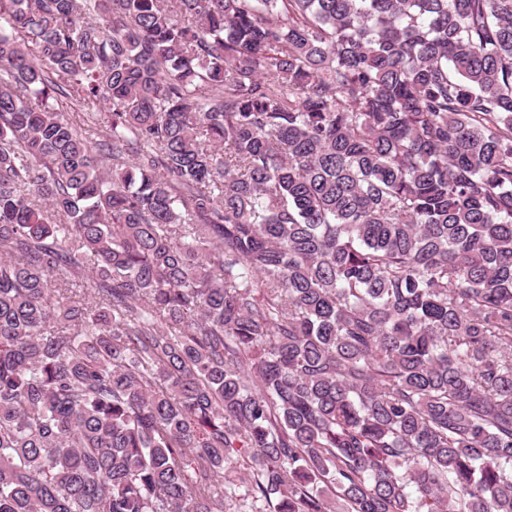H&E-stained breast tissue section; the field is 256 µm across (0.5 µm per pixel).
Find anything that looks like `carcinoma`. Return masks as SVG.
Listing matches in <instances>:
<instances>
[{"label": "carcinoma", "instance_id": "obj_1", "mask_svg": "<svg viewBox=\"0 0 512 512\" xmlns=\"http://www.w3.org/2000/svg\"><path fill=\"white\" fill-rule=\"evenodd\" d=\"M0 512H512V0H0Z\"/></svg>", "mask_w": 512, "mask_h": 512}]
</instances>
